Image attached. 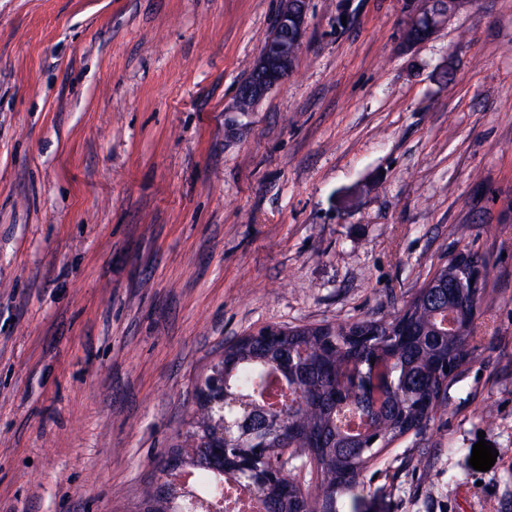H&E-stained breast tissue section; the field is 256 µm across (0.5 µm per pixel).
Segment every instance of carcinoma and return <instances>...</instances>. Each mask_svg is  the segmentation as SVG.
Segmentation results:
<instances>
[{"mask_svg": "<svg viewBox=\"0 0 512 512\" xmlns=\"http://www.w3.org/2000/svg\"><path fill=\"white\" fill-rule=\"evenodd\" d=\"M461 270L441 264L395 315L350 325H304L277 336H246L224 347L200 388H215L224 377L261 444H240L231 434L224 447L205 439L224 429L216 406L196 402L184 441L196 448H175L160 473L189 468L196 486L226 501L228 483H250L264 512H336V495L355 494L368 464L394 439L422 429L442 404V393L457 379L458 366L474 355L475 320L483 293L459 287ZM450 372H445V369ZM377 381L348 399L340 384L345 371ZM285 381L293 398L276 405L259 398L270 374ZM290 448L314 452L321 477V498L311 500L300 484L269 476ZM195 491L165 480L149 494L145 512H193Z\"/></svg>", "mask_w": 512, "mask_h": 512, "instance_id": "obj_1", "label": "carcinoma"}]
</instances>
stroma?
Here are the masks:
<instances>
[{"mask_svg":"<svg viewBox=\"0 0 512 512\" xmlns=\"http://www.w3.org/2000/svg\"><path fill=\"white\" fill-rule=\"evenodd\" d=\"M0 0V512H141L225 345L489 277L477 357L336 512H512V0ZM498 450L487 471L474 444ZM295 1L290 13L288 8L278 17V44L270 49L267 45L253 67V81L242 88V95L247 98L265 95L275 87L288 73L292 65V55L296 59L301 52L302 43H288L289 41L302 42L305 36V24L307 14L306 0ZM273 31V29H272ZM270 40L273 38V34ZM288 49L290 53L288 52ZM453 1L415 0L411 2L410 43H419L427 39L440 24L453 16ZM426 35V36H424Z\"/></svg>","mask_w":512,"mask_h":512,"instance_id":"stroma-1","label":"stroma"}]
</instances>
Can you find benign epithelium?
Here are the masks:
<instances>
[{
	"instance_id": "obj_1",
	"label": "benign epithelium",
	"mask_w": 512,
	"mask_h": 512,
	"mask_svg": "<svg viewBox=\"0 0 512 512\" xmlns=\"http://www.w3.org/2000/svg\"><path fill=\"white\" fill-rule=\"evenodd\" d=\"M307 14L306 0H295L292 10L278 16V44L265 47L253 67V81L242 88V95L251 98L266 94L290 71L292 55L288 52V41L301 42L305 36ZM453 16L452 0H413L411 21L408 30L410 42L415 44L426 39L440 24ZM461 284L469 288H482L485 272L481 264L467 260L462 265Z\"/></svg>"
}]
</instances>
